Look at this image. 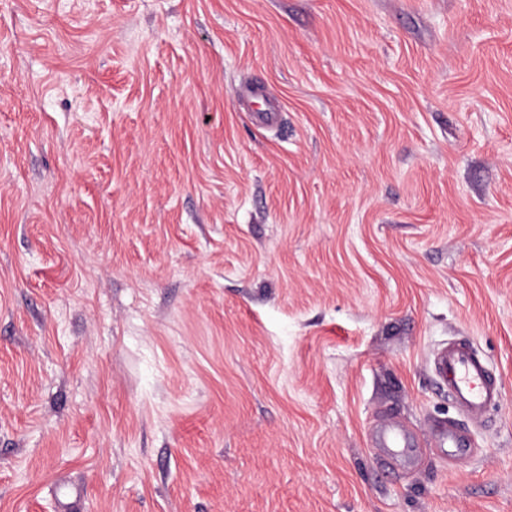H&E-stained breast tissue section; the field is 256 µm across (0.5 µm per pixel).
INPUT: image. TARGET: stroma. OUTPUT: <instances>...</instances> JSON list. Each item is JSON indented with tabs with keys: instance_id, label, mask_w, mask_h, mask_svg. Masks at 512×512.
I'll return each instance as SVG.
<instances>
[{
	"instance_id": "obj_1",
	"label": "stroma",
	"mask_w": 512,
	"mask_h": 512,
	"mask_svg": "<svg viewBox=\"0 0 512 512\" xmlns=\"http://www.w3.org/2000/svg\"><path fill=\"white\" fill-rule=\"evenodd\" d=\"M0 512H512V0H0ZM434 368L439 388L446 390L448 399L470 417L481 419L498 403L497 383L469 342L459 340L442 348ZM376 444L382 448H397L401 454H408L411 451L405 434L399 426L391 421L381 425L376 436ZM436 447L448 458H461L470 456L473 448L469 440L460 434L453 426L438 430Z\"/></svg>"
}]
</instances>
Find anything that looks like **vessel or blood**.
I'll return each instance as SVG.
<instances>
[{"instance_id":"vessel-or-blood-1","label":"vessel or blood","mask_w":512,"mask_h":512,"mask_svg":"<svg viewBox=\"0 0 512 512\" xmlns=\"http://www.w3.org/2000/svg\"><path fill=\"white\" fill-rule=\"evenodd\" d=\"M434 368L439 388L446 390L449 400L470 417L483 418L488 409L497 404V383L484 359L469 342L459 340L442 348L435 357ZM376 443L403 454L410 451L403 431L391 421L381 425ZM436 446L451 458L466 457L473 452L469 440L452 427L439 429Z\"/></svg>"}]
</instances>
